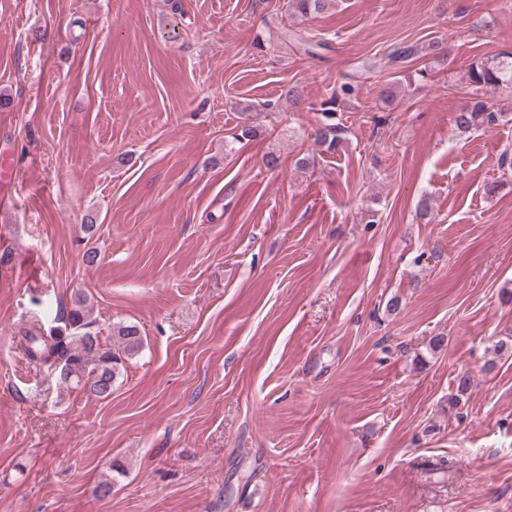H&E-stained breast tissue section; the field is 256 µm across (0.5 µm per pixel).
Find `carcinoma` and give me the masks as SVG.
Listing matches in <instances>:
<instances>
[{
  "instance_id": "obj_1",
  "label": "carcinoma",
  "mask_w": 512,
  "mask_h": 512,
  "mask_svg": "<svg viewBox=\"0 0 512 512\" xmlns=\"http://www.w3.org/2000/svg\"><path fill=\"white\" fill-rule=\"evenodd\" d=\"M340 0H286V12L295 17H315ZM417 53L414 46L403 45L390 51L388 60L396 70ZM468 81L472 93L469 100L455 113L454 125L460 131L472 128H493L500 124L505 113L495 103V96L504 87L512 85V61L484 62L470 67ZM360 86L355 81H344L323 99L318 108L317 140L332 150L345 140L346 129L337 117L341 107L357 99ZM247 105L242 108L243 125L234 140L246 139L254 133L250 113L258 109ZM60 325L44 326L36 320L24 324L16 331L19 345L35 367L52 375L57 384L66 389H81L96 399L112 396L126 363L136 357L144 346L140 328L135 324L112 326L109 336L103 338L93 327L91 307L83 293H77L72 306L58 316ZM471 389V379L458 377L455 392L448 397V405L459 409L465 405Z\"/></svg>"
}]
</instances>
